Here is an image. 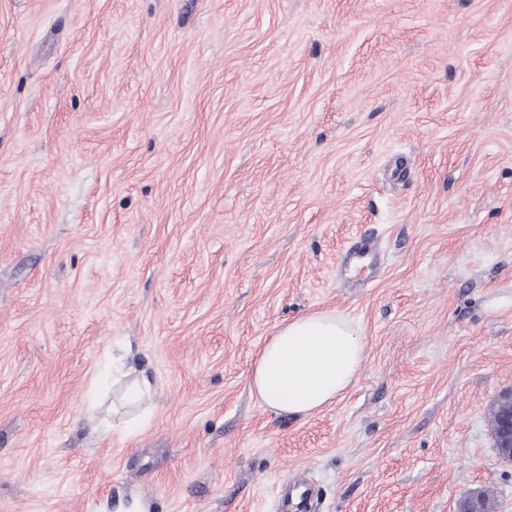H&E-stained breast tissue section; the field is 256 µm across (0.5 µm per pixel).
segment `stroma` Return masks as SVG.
<instances>
[{
  "label": "stroma",
  "mask_w": 512,
  "mask_h": 512,
  "mask_svg": "<svg viewBox=\"0 0 512 512\" xmlns=\"http://www.w3.org/2000/svg\"><path fill=\"white\" fill-rule=\"evenodd\" d=\"M316 310L365 361L276 415ZM510 386L512 0H0V512H512ZM365 349V337L342 314L309 312L266 340L249 375L250 391L275 414L310 416L355 382ZM498 399H504V406L497 416L496 447L502 458L512 456V391H502Z\"/></svg>",
  "instance_id": "35a3bbf8"
}]
</instances>
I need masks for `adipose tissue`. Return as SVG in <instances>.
I'll use <instances>...</instances> for the list:
<instances>
[{
  "label": "adipose tissue",
  "mask_w": 512,
  "mask_h": 512,
  "mask_svg": "<svg viewBox=\"0 0 512 512\" xmlns=\"http://www.w3.org/2000/svg\"><path fill=\"white\" fill-rule=\"evenodd\" d=\"M365 349L361 331L342 314H304L266 340L249 375L250 391L276 414L312 415L355 382Z\"/></svg>",
  "instance_id": "adipose-tissue-1"
}]
</instances>
